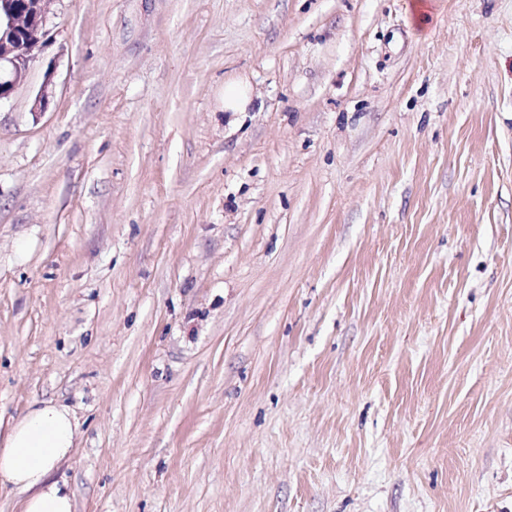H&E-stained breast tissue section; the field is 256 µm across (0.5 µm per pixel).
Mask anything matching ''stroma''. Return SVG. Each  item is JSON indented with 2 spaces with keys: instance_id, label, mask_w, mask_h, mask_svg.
Masks as SVG:
<instances>
[{
  "instance_id": "1",
  "label": "stroma",
  "mask_w": 512,
  "mask_h": 512,
  "mask_svg": "<svg viewBox=\"0 0 512 512\" xmlns=\"http://www.w3.org/2000/svg\"><path fill=\"white\" fill-rule=\"evenodd\" d=\"M46 27L0 102V418L72 410L74 512H512V0ZM253 101L251 88L243 81L224 85V109L228 112H246Z\"/></svg>"
}]
</instances>
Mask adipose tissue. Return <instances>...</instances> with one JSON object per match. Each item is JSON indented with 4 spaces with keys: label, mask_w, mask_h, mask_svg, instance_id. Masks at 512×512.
<instances>
[{
    "label": "adipose tissue",
    "mask_w": 512,
    "mask_h": 512,
    "mask_svg": "<svg viewBox=\"0 0 512 512\" xmlns=\"http://www.w3.org/2000/svg\"><path fill=\"white\" fill-rule=\"evenodd\" d=\"M78 438L71 411L51 401L32 405L8 424L0 435V485L21 495L22 512H73V495L54 474Z\"/></svg>",
    "instance_id": "obj_1"
}]
</instances>
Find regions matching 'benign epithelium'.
<instances>
[{
  "instance_id": "obj_1",
  "label": "benign epithelium",
  "mask_w": 512,
  "mask_h": 512,
  "mask_svg": "<svg viewBox=\"0 0 512 512\" xmlns=\"http://www.w3.org/2000/svg\"><path fill=\"white\" fill-rule=\"evenodd\" d=\"M49 2L0 0V102L26 79L30 62L49 42Z\"/></svg>"
}]
</instances>
